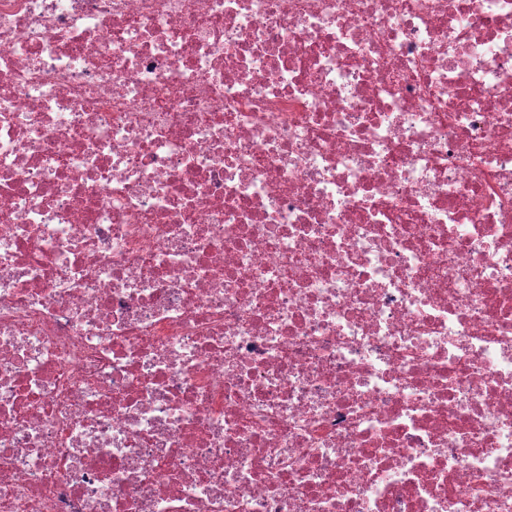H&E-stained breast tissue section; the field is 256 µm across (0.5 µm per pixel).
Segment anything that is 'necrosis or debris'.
Listing matches in <instances>:
<instances>
[{
  "label": "necrosis or debris",
  "mask_w": 512,
  "mask_h": 512,
  "mask_svg": "<svg viewBox=\"0 0 512 512\" xmlns=\"http://www.w3.org/2000/svg\"><path fill=\"white\" fill-rule=\"evenodd\" d=\"M0 512H512V0H0Z\"/></svg>",
  "instance_id": "1"
}]
</instances>
